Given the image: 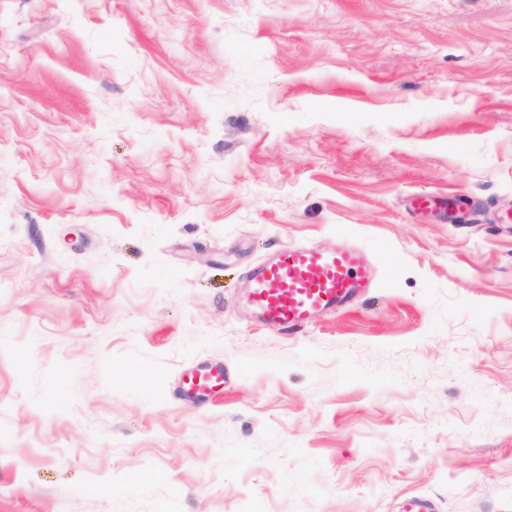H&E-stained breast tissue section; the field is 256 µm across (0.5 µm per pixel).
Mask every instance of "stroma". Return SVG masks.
Returning a JSON list of instances; mask_svg holds the SVG:
<instances>
[{
  "label": "stroma",
  "mask_w": 512,
  "mask_h": 512,
  "mask_svg": "<svg viewBox=\"0 0 512 512\" xmlns=\"http://www.w3.org/2000/svg\"><path fill=\"white\" fill-rule=\"evenodd\" d=\"M509 208L512 0H0V512H512ZM342 233L353 308L244 316ZM221 379H224V371L220 368L189 372L183 377L182 396L187 399L206 397Z\"/></svg>",
  "instance_id": "obj_1"
}]
</instances>
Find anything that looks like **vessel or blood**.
I'll use <instances>...</instances> for the list:
<instances>
[{
    "instance_id": "vessel-or-blood-1",
    "label": "vessel or blood",
    "mask_w": 512,
    "mask_h": 512,
    "mask_svg": "<svg viewBox=\"0 0 512 512\" xmlns=\"http://www.w3.org/2000/svg\"><path fill=\"white\" fill-rule=\"evenodd\" d=\"M365 264L363 251L355 246L289 247L254 270L242 301L259 322L295 335L349 307L363 293ZM223 377L219 368L189 372L181 393L187 399L205 397Z\"/></svg>"
}]
</instances>
